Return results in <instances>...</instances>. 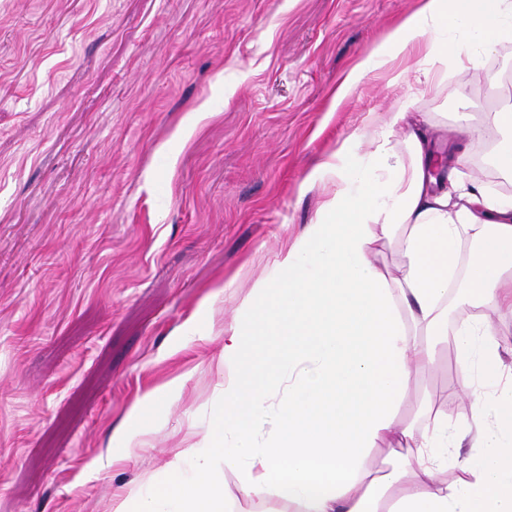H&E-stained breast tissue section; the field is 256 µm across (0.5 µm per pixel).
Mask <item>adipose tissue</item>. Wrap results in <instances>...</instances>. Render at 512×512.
<instances>
[{"label": "adipose tissue", "instance_id": "1", "mask_svg": "<svg viewBox=\"0 0 512 512\" xmlns=\"http://www.w3.org/2000/svg\"><path fill=\"white\" fill-rule=\"evenodd\" d=\"M504 42L512 0H422L348 73L330 109L414 48L443 71L464 47ZM429 128L407 104L391 107L371 152L350 135L307 174L303 188L324 178L334 188L225 328L224 396L204 446L113 512H512V360L484 316L512 314V195L461 182L460 150L436 175ZM442 345L472 376L459 391L473 404L450 417L425 399L402 421L413 379ZM463 446L471 455L451 459Z\"/></svg>", "mask_w": 512, "mask_h": 512}]
</instances>
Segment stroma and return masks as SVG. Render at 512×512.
<instances>
[{
	"label": "stroma",
	"mask_w": 512,
	"mask_h": 512,
	"mask_svg": "<svg viewBox=\"0 0 512 512\" xmlns=\"http://www.w3.org/2000/svg\"><path fill=\"white\" fill-rule=\"evenodd\" d=\"M418 0H0V512H112L198 447L224 329L329 189L300 184L400 99L448 149L512 42L435 82L350 69ZM453 348L418 400L456 414ZM173 394L149 420L133 406Z\"/></svg>",
	"instance_id": "stroma-1"
}]
</instances>
